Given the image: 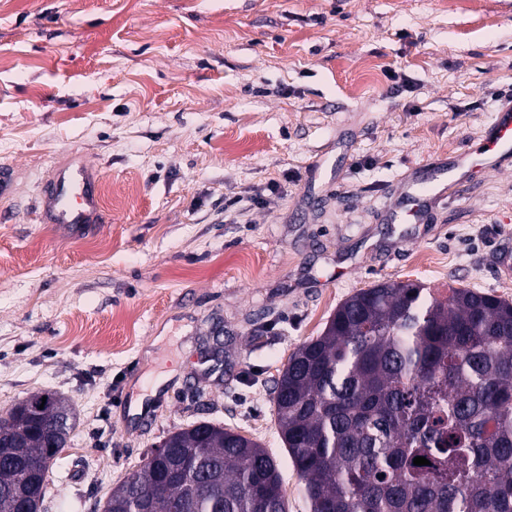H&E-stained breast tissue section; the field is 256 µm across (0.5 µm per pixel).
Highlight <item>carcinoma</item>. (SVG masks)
<instances>
[{"mask_svg":"<svg viewBox=\"0 0 512 512\" xmlns=\"http://www.w3.org/2000/svg\"><path fill=\"white\" fill-rule=\"evenodd\" d=\"M281 439L310 512H512V302L415 282L348 297L273 387ZM0 417V512L41 508L76 424L51 392ZM112 489L103 512H288L274 458L212 422ZM422 456L428 465L416 466Z\"/></svg>","mask_w":512,"mask_h":512,"instance_id":"1","label":"carcinoma"}]
</instances>
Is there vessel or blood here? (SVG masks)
Returning <instances> with one entry per match:
<instances>
[{"label": "vessel or blood", "mask_w": 512, "mask_h": 512, "mask_svg": "<svg viewBox=\"0 0 512 512\" xmlns=\"http://www.w3.org/2000/svg\"><path fill=\"white\" fill-rule=\"evenodd\" d=\"M512 164V95H503L485 140L453 161L432 159L421 174L403 183V194L387 215L391 224L411 219L425 221L429 203H442L448 198V186L462 181L476 167L495 171ZM50 223L99 224L103 221L99 177L84 162L73 160L59 169L55 183L46 193Z\"/></svg>", "instance_id": "obj_1"}]
</instances>
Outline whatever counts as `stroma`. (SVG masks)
<instances>
[{
  "label": "stroma",
  "mask_w": 512,
  "mask_h": 512,
  "mask_svg": "<svg viewBox=\"0 0 512 512\" xmlns=\"http://www.w3.org/2000/svg\"><path fill=\"white\" fill-rule=\"evenodd\" d=\"M510 89L512 0H0V415L45 390L77 414L45 512H95L202 421L308 512L273 404L291 353L380 281L512 300L511 166L382 221ZM74 154L110 218L83 236L37 219Z\"/></svg>",
  "instance_id": "35a3bbf8"
}]
</instances>
